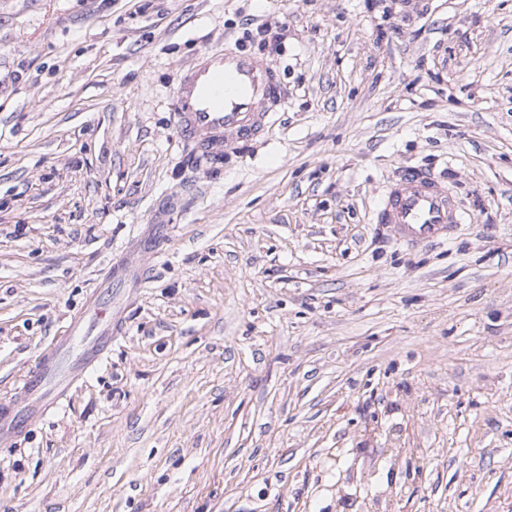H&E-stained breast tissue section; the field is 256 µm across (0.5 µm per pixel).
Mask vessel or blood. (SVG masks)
I'll list each match as a JSON object with an SVG mask.
<instances>
[{"label":"vessel or blood","mask_w":512,"mask_h":512,"mask_svg":"<svg viewBox=\"0 0 512 512\" xmlns=\"http://www.w3.org/2000/svg\"><path fill=\"white\" fill-rule=\"evenodd\" d=\"M275 71L245 51H203L184 71L171 95L176 130L199 156L219 161L228 149L261 137L281 101ZM377 223L406 243L447 239L465 214L435 174L408 169L394 178L376 203ZM165 242L164 227L151 225L133 240L124 264L111 270L84 312L73 318L69 334L56 341L24 380L11 401L0 404V443L27 430L57 407L73 382L101 361L117 334L120 319L112 290L128 287L141 271L140 257Z\"/></svg>","instance_id":"1"}]
</instances>
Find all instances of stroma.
Masks as SVG:
<instances>
[{
	"label": "stroma",
	"mask_w": 512,
	"mask_h": 512,
	"mask_svg": "<svg viewBox=\"0 0 512 512\" xmlns=\"http://www.w3.org/2000/svg\"><path fill=\"white\" fill-rule=\"evenodd\" d=\"M204 49L283 91L217 165L171 110ZM407 168L471 221L375 223ZM151 224L0 512H512V0H0V402Z\"/></svg>",
	"instance_id": "35a3bbf8"
}]
</instances>
